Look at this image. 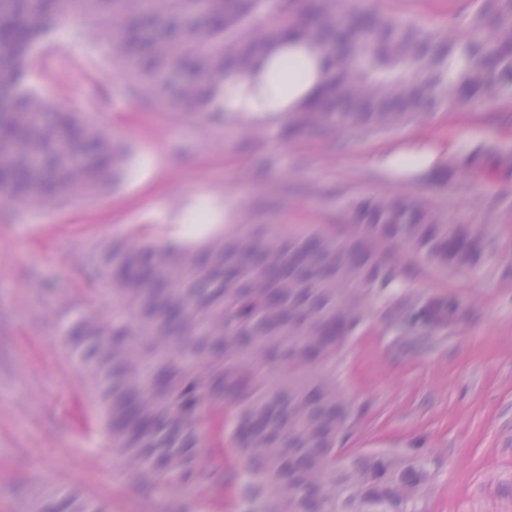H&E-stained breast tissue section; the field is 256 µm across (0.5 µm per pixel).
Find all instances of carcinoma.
<instances>
[{
  "mask_svg": "<svg viewBox=\"0 0 512 512\" xmlns=\"http://www.w3.org/2000/svg\"><path fill=\"white\" fill-rule=\"evenodd\" d=\"M70 0H0L1 202L52 209L122 179L128 149L25 84L48 23ZM113 59L172 112L214 120L224 79L294 32L328 59L321 95L283 135L344 139L425 121L465 100L512 99V0L423 28L338 0H82ZM112 16V26L100 23ZM465 27L462 34L459 27ZM487 228L450 220L427 196L358 198L349 224L201 226L176 242L114 240L95 255L112 311L64 341L98 395L113 454L133 481L213 512H420L418 455L348 453L356 425L336 358L372 310L400 336L460 313V298L406 286V262L437 274L482 270ZM229 448L224 464L214 449ZM34 512H110L74 491Z\"/></svg>",
  "mask_w": 512,
  "mask_h": 512,
  "instance_id": "cac0c4a2",
  "label": "carcinoma"
}]
</instances>
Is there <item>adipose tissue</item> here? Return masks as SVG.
<instances>
[{"label": "adipose tissue", "mask_w": 512, "mask_h": 512, "mask_svg": "<svg viewBox=\"0 0 512 512\" xmlns=\"http://www.w3.org/2000/svg\"><path fill=\"white\" fill-rule=\"evenodd\" d=\"M327 60L316 47L292 37L270 45L247 73L230 75L216 99L227 114L287 119L321 93Z\"/></svg>", "instance_id": "adipose-tissue-1"}]
</instances>
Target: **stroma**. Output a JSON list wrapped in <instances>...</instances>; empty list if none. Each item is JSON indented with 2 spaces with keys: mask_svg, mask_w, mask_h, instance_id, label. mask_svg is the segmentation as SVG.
Listing matches in <instances>:
<instances>
[{
  "mask_svg": "<svg viewBox=\"0 0 512 512\" xmlns=\"http://www.w3.org/2000/svg\"><path fill=\"white\" fill-rule=\"evenodd\" d=\"M422 27L474 13L476 0H356ZM29 82L131 149L130 172L88 200L40 211L0 203V512H32L52 491L78 490L112 512H186L176 494L142 491L111 452L84 370L63 342L81 315L112 309L92 255L107 241L179 236L186 212L213 224H342L357 197L420 193L448 216L488 225L496 248L477 274L424 267L409 288L457 293L466 312L425 347L401 346L366 314L336 364L357 412L353 451L422 456L423 512H512V166L476 165L444 183L434 169L490 146L512 155V104L460 103L421 123L334 142L288 141L282 121L246 114L179 117L110 63L79 18ZM257 126L259 135L243 134Z\"/></svg>",
  "mask_w": 512,
  "mask_h": 512,
  "instance_id": "stroma-1",
  "label": "stroma"
}]
</instances>
